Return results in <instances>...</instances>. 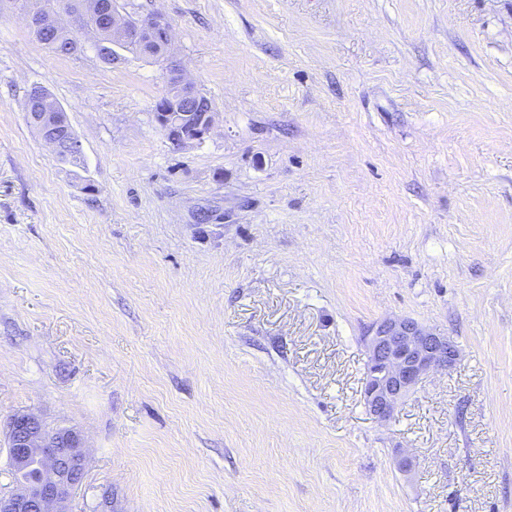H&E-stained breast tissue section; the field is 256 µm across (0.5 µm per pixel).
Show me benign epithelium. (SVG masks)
<instances>
[{
    "mask_svg": "<svg viewBox=\"0 0 512 512\" xmlns=\"http://www.w3.org/2000/svg\"><path fill=\"white\" fill-rule=\"evenodd\" d=\"M19 4L29 19L32 31L45 34L66 29L73 33L84 29L100 31L112 28V42H101L100 57L108 46L138 51L148 45L160 57L169 55L171 27L158 14L135 20L107 0L98 10L74 12L46 4L31 8L29 0H10ZM169 92L155 104L158 124L167 139L177 147L200 145L213 127V112H196L191 104L202 94L176 66L166 69ZM44 111L30 112L28 118L45 144L61 159L60 141L81 143L66 119V113L48 98L42 99ZM368 349L363 402L376 420L387 422L404 397L428 374L448 371L458 360L457 345L450 337L423 327L405 317L386 318L375 323L365 337ZM10 460L14 473L36 467L40 481L29 484L16 479L17 491L0 495V512H69L68 503L86 472L83 438L73 428H48L32 413H16L6 425Z\"/></svg>",
    "mask_w": 512,
    "mask_h": 512,
    "instance_id": "obj_1",
    "label": "benign epithelium"
}]
</instances>
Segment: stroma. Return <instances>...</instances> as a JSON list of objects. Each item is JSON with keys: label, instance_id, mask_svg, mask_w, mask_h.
Here are the masks:
<instances>
[{"label": "stroma", "instance_id": "stroma-1", "mask_svg": "<svg viewBox=\"0 0 512 512\" xmlns=\"http://www.w3.org/2000/svg\"><path fill=\"white\" fill-rule=\"evenodd\" d=\"M118 5L171 24L214 127L173 146L161 63L0 0V423L81 432L70 512H512V0ZM392 316L459 359L380 423ZM38 92L39 98L42 100L45 112L35 111L27 112L28 118L32 126L38 131L45 144L61 159H67L71 165L80 166L84 162V155L78 151H71L69 154L63 152L60 148V141L65 139L68 142H76L82 148L79 137L75 134L66 119V112L61 110L52 103L49 98H44Z\"/></svg>", "mask_w": 512, "mask_h": 512}]
</instances>
